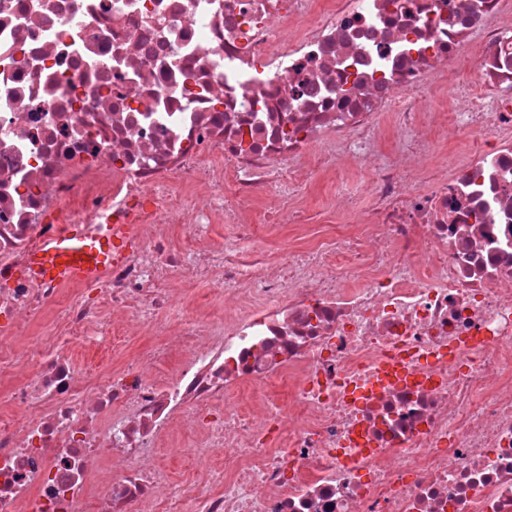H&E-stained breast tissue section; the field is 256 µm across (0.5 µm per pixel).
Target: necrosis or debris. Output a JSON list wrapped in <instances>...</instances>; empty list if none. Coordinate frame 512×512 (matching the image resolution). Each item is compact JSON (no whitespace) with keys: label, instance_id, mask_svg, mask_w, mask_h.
Instances as JSON below:
<instances>
[{"label":"necrosis or debris","instance_id":"necrosis-or-debris-1","mask_svg":"<svg viewBox=\"0 0 512 512\" xmlns=\"http://www.w3.org/2000/svg\"><path fill=\"white\" fill-rule=\"evenodd\" d=\"M441 81L458 103L421 109ZM350 164L357 231L247 266L208 245L260 198L308 223L289 194ZM62 224L131 243L38 281ZM177 283L223 315L169 321ZM104 308L102 342L158 344L77 364ZM396 353L415 382L375 384ZM283 377L288 403L232 399ZM188 431L224 468L176 483L158 456ZM0 512H512V5L0 0Z\"/></svg>","mask_w":512,"mask_h":512}]
</instances>
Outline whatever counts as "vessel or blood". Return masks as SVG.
<instances>
[{"mask_svg": "<svg viewBox=\"0 0 512 512\" xmlns=\"http://www.w3.org/2000/svg\"><path fill=\"white\" fill-rule=\"evenodd\" d=\"M127 237L128 229L123 224L98 229L62 227L33 259L31 272L38 280L49 283L95 280L111 265Z\"/></svg>", "mask_w": 512, "mask_h": 512, "instance_id": "1", "label": "vessel or blood"}]
</instances>
